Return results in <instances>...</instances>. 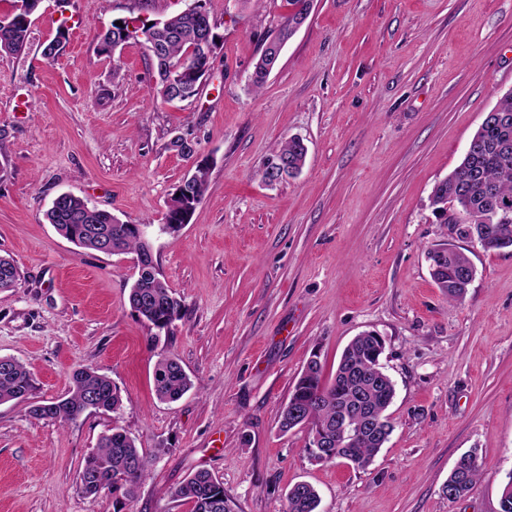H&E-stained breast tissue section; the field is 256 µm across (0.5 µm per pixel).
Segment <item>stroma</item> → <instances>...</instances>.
Instances as JSON below:
<instances>
[{"label": "stroma", "instance_id": "obj_1", "mask_svg": "<svg viewBox=\"0 0 512 512\" xmlns=\"http://www.w3.org/2000/svg\"><path fill=\"white\" fill-rule=\"evenodd\" d=\"M191 0H42L28 46L0 54V255L20 278L0 291V355L26 363L29 402L0 404V512H190L170 491L208 470L235 512H284L306 481L320 512H499L512 472V249L463 243L476 270L463 301L433 282L427 252L456 243L433 186L461 162L485 114L512 89V0H313L259 91L250 76L287 10L283 0H203L222 36L198 95H153L143 40L99 51L116 19L163 20ZM66 26L65 51L43 47ZM209 187L187 224L160 232L191 162ZM303 139L301 173L266 187L257 170L282 139ZM127 224L149 223L153 258L181 301L169 333L127 297L131 256L84 249L45 213L62 193ZM373 330L395 385V429L372 464L314 461L308 431L278 418L312 353L332 378L345 346ZM193 387L154 396L158 352ZM95 367L118 413L68 425L28 415ZM151 459L135 500L86 495L78 475L112 425ZM477 449L480 475L443 486ZM479 476L476 449L463 453L456 461L453 469L448 475L444 487L455 492L457 498L464 497L472 488ZM448 498L455 500L451 491Z\"/></svg>", "mask_w": 512, "mask_h": 512}]
</instances>
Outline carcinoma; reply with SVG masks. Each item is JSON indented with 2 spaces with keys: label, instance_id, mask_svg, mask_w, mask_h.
<instances>
[{
  "label": "carcinoma",
  "instance_id": "1",
  "mask_svg": "<svg viewBox=\"0 0 512 512\" xmlns=\"http://www.w3.org/2000/svg\"><path fill=\"white\" fill-rule=\"evenodd\" d=\"M286 2L288 16L278 36L266 45L250 77L255 90L263 86L279 59L278 43L294 34L295 27L308 18L313 5V0ZM30 17L31 13L17 7L0 18V54L20 55L25 51ZM140 35L156 65L153 92L168 102L194 98L204 72L213 66L214 56L192 55L189 48L199 39L214 46L221 39L205 6L200 3L167 20L154 21L150 27L143 20L131 31L127 21L120 25L113 21L105 27L101 50L110 55ZM64 40H68V30L61 28L43 48L44 57L58 56ZM306 155L303 139L282 140L262 161L258 175L270 186L277 184L297 175ZM208 178L209 167L195 165L178 185L172 205L179 211L193 213L207 191ZM430 205L438 218L453 225L457 238L477 243L487 251L512 249V90L504 93L485 114L461 163L434 185ZM46 216L61 236L85 249L101 251L104 237L112 244L111 253H133L139 258L128 304L154 331L148 345L156 348L160 334L169 332L179 317L181 304L154 260L145 256L146 243L136 226L124 224L111 212L91 206L74 195L63 202H52ZM427 259L435 261L436 268L430 275L441 292L451 301L463 298L475 276L469 257L455 245L441 243L427 252ZM19 278L13 260L1 255L0 289L14 287ZM383 353L384 345L374 338V333L364 332L354 337L340 356L335 377L327 382L322 377L319 356L313 354L281 411L280 430L286 433L302 421L308 428L309 439L319 435L329 443V447L322 449L324 454L355 469H366L394 430L386 411L393 402L395 385L390 377L376 370ZM191 387L178 358L159 354L154 374L156 398L163 403H174ZM33 388L31 373L24 362L13 356L0 360V403L24 402ZM120 407L121 397L112 380L97 369L85 367L73 373L66 397L33 405L29 415L64 425L77 421L87 412H115ZM293 408L300 412L301 421L292 417ZM345 416L355 433L341 438L336 436V423ZM367 419L378 428H364ZM147 471L148 460L135 439L114 425L85 459L79 480L83 493L95 495L99 493L100 480L117 477L120 483L112 486V493L131 501ZM478 476L477 454L473 449L457 459L445 487L462 498ZM172 496L190 503L192 512H233L220 482L204 469L191 474L172 491ZM319 504V493L308 482H298L288 490L286 512H318Z\"/></svg>",
  "mask_w": 512,
  "mask_h": 512
}]
</instances>
